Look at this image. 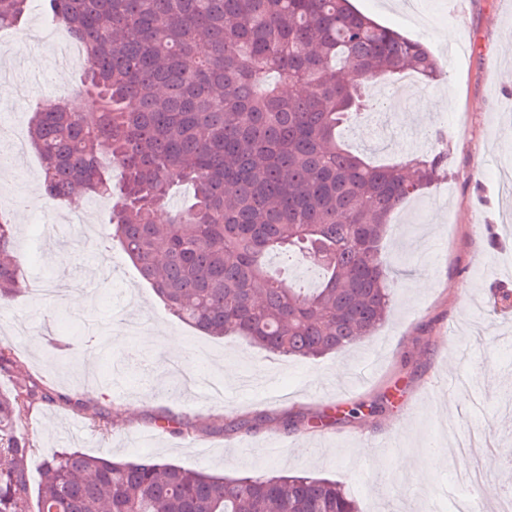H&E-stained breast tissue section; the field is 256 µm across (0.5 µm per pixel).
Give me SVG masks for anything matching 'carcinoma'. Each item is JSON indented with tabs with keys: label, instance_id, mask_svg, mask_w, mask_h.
<instances>
[{
	"label": "carcinoma",
	"instance_id": "carcinoma-1",
	"mask_svg": "<svg viewBox=\"0 0 512 512\" xmlns=\"http://www.w3.org/2000/svg\"><path fill=\"white\" fill-rule=\"evenodd\" d=\"M29 0H0V30ZM93 61L91 112L31 108L45 198L114 196L104 244L122 250L169 311L211 337L316 358L371 335L390 303L380 245L390 216L438 180L448 155L376 166L340 130L379 107L372 84L441 75L420 41L351 0H44ZM302 92L291 95L285 85ZM192 199L156 220L174 184ZM324 271L292 283L267 258ZM14 227L0 216V309L19 292ZM47 389L0 393V512H360L343 484L271 471L224 478L148 455L62 449L33 477L19 417Z\"/></svg>",
	"mask_w": 512,
	"mask_h": 512
}]
</instances>
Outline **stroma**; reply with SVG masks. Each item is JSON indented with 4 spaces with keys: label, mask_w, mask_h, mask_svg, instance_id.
<instances>
[{
    "label": "stroma",
    "mask_w": 512,
    "mask_h": 512,
    "mask_svg": "<svg viewBox=\"0 0 512 512\" xmlns=\"http://www.w3.org/2000/svg\"><path fill=\"white\" fill-rule=\"evenodd\" d=\"M354 0L377 22L424 42L443 65L437 81L402 98L404 80L372 87L382 107L347 127L355 152L378 163L413 153V142L448 154V174L392 214L382 258L391 272L386 322L359 346L324 358L274 356L227 336H205L173 316L120 250L111 279L74 309L63 297L35 299V280L80 288L101 255L97 240L74 236V254H59L48 236L53 219L82 216L85 196L65 205L41 197L40 157L27 152L0 194L23 187L31 210L11 212L25 290L0 311V346L19 363L0 374V392L15 378L49 388L50 401L22 416L34 435L28 459L37 470L55 451L116 457L154 455L230 477L271 470L317 474L346 485L361 512H454L463 487L459 467L480 463L498 512L512 451V195L498 181L512 149V0ZM32 9L19 29L0 32V57L13 70L0 79V117L20 131L31 102L60 84L79 87L77 68L49 70L50 48L31 40L47 28ZM25 52H18V44ZM428 101L429 111L416 108ZM92 331L98 344H77L64 365L48 338ZM205 363L222 393L197 401L178 393L170 371ZM449 380V388L432 385ZM137 407L139 418L126 412ZM297 423L283 427L284 414ZM407 415L406 428L392 422Z\"/></svg>",
    "instance_id": "stroma-1"
}]
</instances>
